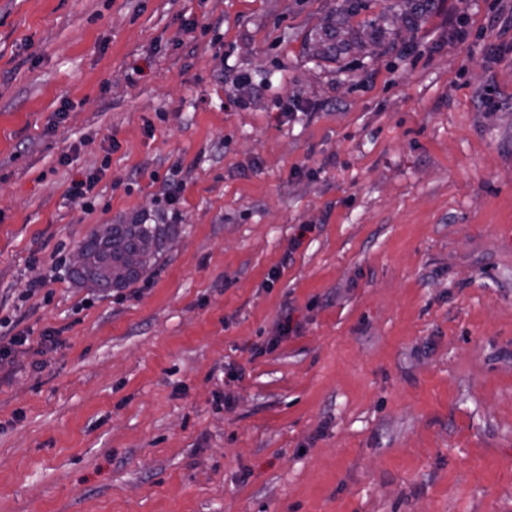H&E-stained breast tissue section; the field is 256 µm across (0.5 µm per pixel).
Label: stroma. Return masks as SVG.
I'll list each match as a JSON object with an SVG mask.
<instances>
[{"label": "stroma", "instance_id": "1", "mask_svg": "<svg viewBox=\"0 0 512 512\" xmlns=\"http://www.w3.org/2000/svg\"><path fill=\"white\" fill-rule=\"evenodd\" d=\"M343 6L0 0V512H512V0L308 57ZM145 215L131 224H112V238L96 237L94 231L71 255V276L101 292L129 287L152 267L164 245L172 239L175 224H144Z\"/></svg>", "mask_w": 512, "mask_h": 512}]
</instances>
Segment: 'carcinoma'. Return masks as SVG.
Instances as JSON below:
<instances>
[{
  "instance_id": "carcinoma-1",
  "label": "carcinoma",
  "mask_w": 512,
  "mask_h": 512,
  "mask_svg": "<svg viewBox=\"0 0 512 512\" xmlns=\"http://www.w3.org/2000/svg\"><path fill=\"white\" fill-rule=\"evenodd\" d=\"M345 7L330 15L314 38L306 42L309 53L320 59H335L342 50L363 45L359 31L348 25L350 17L368 8L369 0H344ZM435 4V0H394L393 14L386 12L368 21L369 40L382 45L392 34L390 25L399 17L414 29ZM173 224H147L140 216L129 224L112 225V237L90 234L82 244L86 265L72 270L74 280L101 292L127 288L139 281L152 267L164 245L172 239Z\"/></svg>"
}]
</instances>
